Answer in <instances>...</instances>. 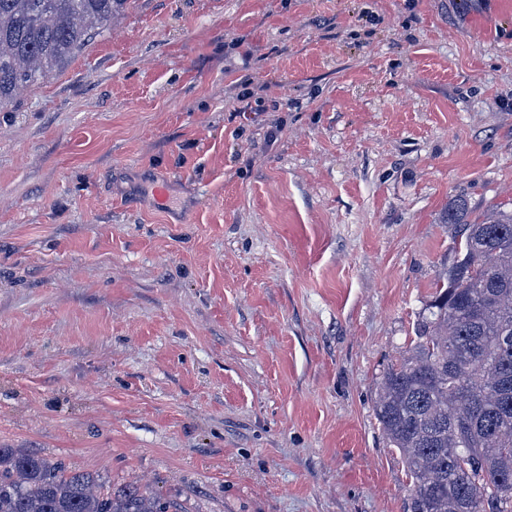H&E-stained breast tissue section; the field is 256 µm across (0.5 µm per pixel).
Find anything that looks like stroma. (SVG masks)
I'll use <instances>...</instances> for the list:
<instances>
[{
    "mask_svg": "<svg viewBox=\"0 0 512 512\" xmlns=\"http://www.w3.org/2000/svg\"><path fill=\"white\" fill-rule=\"evenodd\" d=\"M460 195L512 200V0H132L0 112V445L406 512L375 398Z\"/></svg>",
    "mask_w": 512,
    "mask_h": 512,
    "instance_id": "stroma-1",
    "label": "stroma"
}]
</instances>
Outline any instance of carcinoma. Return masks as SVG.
Wrapping results in <instances>:
<instances>
[{"instance_id":"cac0c4a2","label":"carcinoma","mask_w":512,"mask_h":512,"mask_svg":"<svg viewBox=\"0 0 512 512\" xmlns=\"http://www.w3.org/2000/svg\"><path fill=\"white\" fill-rule=\"evenodd\" d=\"M130 0H0V109L103 35ZM454 257L375 414L412 480L407 512H512V203L448 204ZM0 512H182L105 488L29 448L0 447Z\"/></svg>"}]
</instances>
